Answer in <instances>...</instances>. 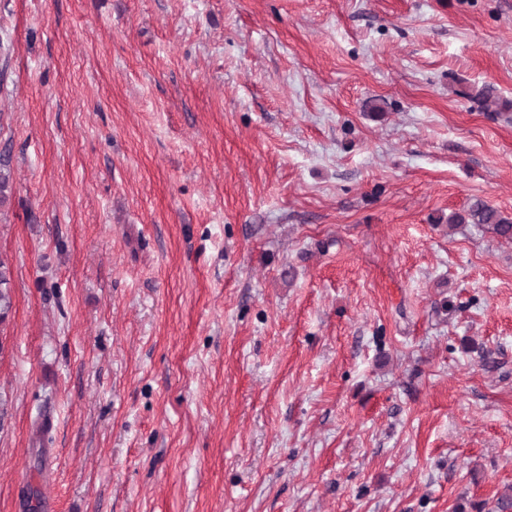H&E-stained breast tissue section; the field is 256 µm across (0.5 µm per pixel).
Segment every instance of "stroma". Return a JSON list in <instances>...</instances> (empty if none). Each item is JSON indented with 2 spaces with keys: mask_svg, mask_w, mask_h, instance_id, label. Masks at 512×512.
<instances>
[{
  "mask_svg": "<svg viewBox=\"0 0 512 512\" xmlns=\"http://www.w3.org/2000/svg\"><path fill=\"white\" fill-rule=\"evenodd\" d=\"M0 40V512L512 490V243L448 226L512 215V0H0ZM448 224L450 228H454V224H485L497 237L512 242V217L503 215L482 201L471 205L465 215H451ZM13 267L6 254L0 253V326L12 309Z\"/></svg>",
  "mask_w": 512,
  "mask_h": 512,
  "instance_id": "obj_1",
  "label": "stroma"
}]
</instances>
